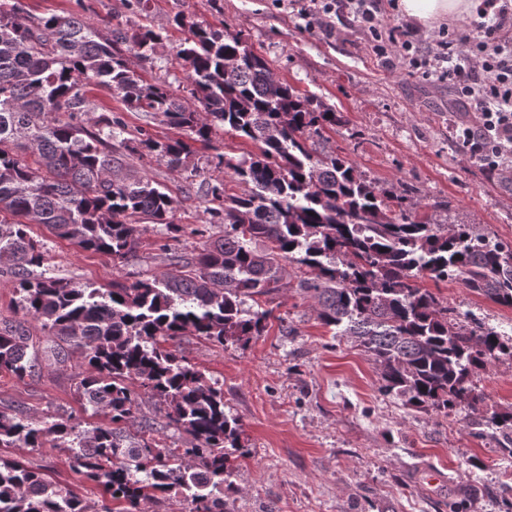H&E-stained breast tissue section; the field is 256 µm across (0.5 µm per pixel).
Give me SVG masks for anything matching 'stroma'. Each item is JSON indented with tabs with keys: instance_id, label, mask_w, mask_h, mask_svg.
Listing matches in <instances>:
<instances>
[{
	"instance_id": "1",
	"label": "stroma",
	"mask_w": 512,
	"mask_h": 512,
	"mask_svg": "<svg viewBox=\"0 0 512 512\" xmlns=\"http://www.w3.org/2000/svg\"><path fill=\"white\" fill-rule=\"evenodd\" d=\"M24 13L36 16L76 13L109 31L147 25L162 31L147 80H186L176 56L187 29L173 19L184 15L204 27L243 34L282 82L314 93L343 115L328 132L329 145L351 160L367 180L396 192H408L423 206H436V217L451 224H471L481 232L512 242V172H489L470 160L456 141L459 111L446 85L401 69L383 68L351 15L335 18L332 33L309 30L279 0H151L147 15L131 13L124 0H20ZM95 111L121 117L129 133L148 130L159 139L178 130L127 108L104 87H91ZM188 171L169 169L165 159L129 158L124 173L164 185L175 199L177 240L150 229L141 234L136 255L116 264L111 258L79 250L34 225V237L48 250L52 274L94 288L131 282L164 270L170 250L188 255L223 235L209 204L194 185L220 177L227 193L245 190L232 174L215 173L209 160L222 152L239 158L256 145L232 133L213 132L208 143L196 142ZM300 271L288 268V285L274 295L278 324L247 344H213L182 336L174 344L206 378L224 385L227 412L241 424L242 457L233 461L235 488L226 492L228 512H504L512 502V454L499 448L492 432L476 433L467 407L445 417L419 411L379 390L377 366L362 348L331 331L316 317L310 300L297 288ZM452 308L459 324L480 322L512 333V308L495 304L461 283L419 279ZM31 343L40 353L38 373L24 378L0 373V411L21 407L36 418L70 416L89 429L104 416L83 410L69 371L44 355L46 333L39 320L28 319ZM487 406L512 411V360L487 364L473 379ZM0 456L18 458L41 471L54 486L89 502L109 503L100 487L73 470L57 448H1ZM444 480L429 482L430 472Z\"/></svg>"
}]
</instances>
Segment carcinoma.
Instances as JSON below:
<instances>
[{"label": "carcinoma", "mask_w": 512, "mask_h": 512, "mask_svg": "<svg viewBox=\"0 0 512 512\" xmlns=\"http://www.w3.org/2000/svg\"><path fill=\"white\" fill-rule=\"evenodd\" d=\"M18 10L0 0V272L13 279L18 310L43 322L54 362L65 367L80 354L75 393L108 423L82 430L70 417L1 412V448L62 449L74 470L121 504L117 512H145L146 504L173 498L188 512H224V490L234 488L231 458L240 451L238 420L224 410V384L161 341L193 335L245 344L262 335L272 310L244 305L277 293L288 262L306 268L298 289L313 300L317 319L372 357L382 393L446 417L464 403L476 410L473 378L493 359L512 360V336L456 326L453 309L417 280H458L512 308V242L472 224L420 217L410 198L366 180L349 159L318 155L341 116L275 82L240 33L176 19L189 31L177 56L187 67L190 103L173 83L147 81L129 63L134 55L154 64L160 32L118 24L105 34L73 13L23 21ZM93 83L194 142L227 126L259 145L249 157L211 160L247 191L227 196L222 180L199 185L218 203L212 213L222 236L191 258L168 257L158 275L105 291L50 275L32 225L124 263L139 248L140 220L172 239L179 227L165 187L120 175L112 141L141 158H164L174 171L187 167L192 149L143 128L128 138L110 113L85 125ZM257 239L267 248L253 247ZM30 340L20 320L0 327L1 373L36 372ZM146 398L163 410L162 421L143 414ZM473 424L499 429L512 453V412L487 409ZM164 429L185 438L184 447L156 439ZM0 512L97 510L23 461L0 457Z\"/></svg>", "instance_id": "cac0c4a2"}]
</instances>
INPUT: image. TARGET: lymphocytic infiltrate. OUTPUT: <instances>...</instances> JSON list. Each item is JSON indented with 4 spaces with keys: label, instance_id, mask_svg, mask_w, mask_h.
<instances>
[{
    "label": "lymphocytic infiltrate",
    "instance_id": "f902f5d3",
    "mask_svg": "<svg viewBox=\"0 0 512 512\" xmlns=\"http://www.w3.org/2000/svg\"><path fill=\"white\" fill-rule=\"evenodd\" d=\"M396 0H304L297 9L308 27L329 30L333 15L348 12L372 37L371 50L386 68L448 84L458 100L478 112L456 131L471 158L487 170L512 169V0H478L473 18L456 29L440 27L434 39L409 22L382 24Z\"/></svg>",
    "mask_w": 512,
    "mask_h": 512
}]
</instances>
